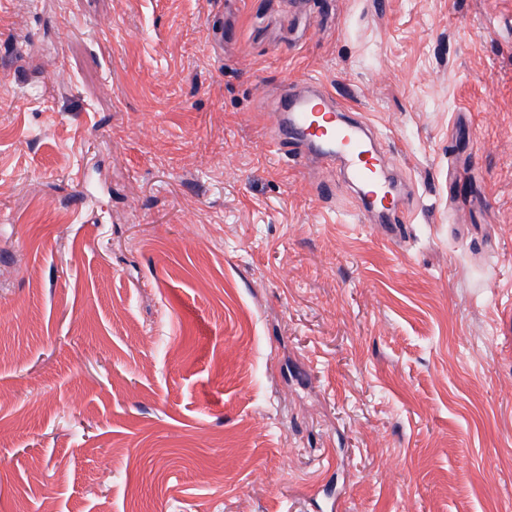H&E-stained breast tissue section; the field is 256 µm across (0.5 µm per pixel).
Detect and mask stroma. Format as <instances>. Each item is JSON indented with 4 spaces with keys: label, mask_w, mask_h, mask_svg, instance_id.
<instances>
[{
    "label": "stroma",
    "mask_w": 512,
    "mask_h": 512,
    "mask_svg": "<svg viewBox=\"0 0 512 512\" xmlns=\"http://www.w3.org/2000/svg\"><path fill=\"white\" fill-rule=\"evenodd\" d=\"M399 153L401 239L267 114ZM512 512V0H0V512Z\"/></svg>",
    "instance_id": "35a3bbf8"
}]
</instances>
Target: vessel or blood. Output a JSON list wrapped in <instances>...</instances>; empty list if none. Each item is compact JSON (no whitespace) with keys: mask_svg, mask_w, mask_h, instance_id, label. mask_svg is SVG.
<instances>
[{"mask_svg":"<svg viewBox=\"0 0 512 512\" xmlns=\"http://www.w3.org/2000/svg\"><path fill=\"white\" fill-rule=\"evenodd\" d=\"M268 129L273 145L284 148L296 142L326 167L346 168L366 212L392 217L397 224L408 223L390 180L399 165L397 155L377 148L368 123L342 121L329 95L284 90L277 110L269 115Z\"/></svg>","mask_w":512,"mask_h":512,"instance_id":"b4317fda","label":"vessel or blood"}]
</instances>
